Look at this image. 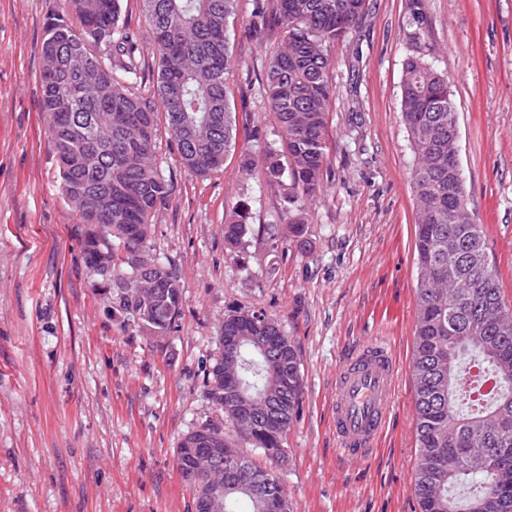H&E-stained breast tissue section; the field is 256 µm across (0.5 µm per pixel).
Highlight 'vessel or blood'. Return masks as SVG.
<instances>
[{
    "label": "vessel or blood",
    "mask_w": 512,
    "mask_h": 512,
    "mask_svg": "<svg viewBox=\"0 0 512 512\" xmlns=\"http://www.w3.org/2000/svg\"><path fill=\"white\" fill-rule=\"evenodd\" d=\"M395 361L390 340H364L340 364L334 397L336 438L354 459L369 457L390 414Z\"/></svg>",
    "instance_id": "vessel-or-blood-1"
}]
</instances>
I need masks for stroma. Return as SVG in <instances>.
Instances as JSON below:
<instances>
[{"mask_svg":"<svg viewBox=\"0 0 512 512\" xmlns=\"http://www.w3.org/2000/svg\"><path fill=\"white\" fill-rule=\"evenodd\" d=\"M368 2L332 51L328 168L306 203L302 246L283 241L285 191L239 170V152L260 155L277 135L261 87L278 40L246 38L254 0H237L235 152L202 176L168 133L158 139L174 190L150 244L173 263L183 307L173 332L153 339L91 288L82 227L60 189L40 83L59 0H0V512H192L175 452L221 419L206 380L225 314L259 308L301 360V404L273 465L294 512H419L415 162L398 111L402 64L423 54L450 81L469 202L512 306V0H426L417 40L412 0ZM240 200L252 232L232 255L224 217ZM371 336L391 339L398 376L379 449L355 461L336 445L331 398L343 356Z\"/></svg>","mask_w":512,"mask_h":512,"instance_id":"1","label":"stroma"}]
</instances>
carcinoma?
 I'll list each match as a JSON object with an SVG mask.
<instances>
[{"mask_svg":"<svg viewBox=\"0 0 512 512\" xmlns=\"http://www.w3.org/2000/svg\"><path fill=\"white\" fill-rule=\"evenodd\" d=\"M156 85L143 84L138 32L121 20V0H63L45 28L41 52V107L59 165L62 194L85 225V263L98 252L112 261V289L100 274L91 288L106 295L112 314L162 339L181 315L182 290L169 261L148 245L151 217L173 189L157 150V109L181 164L208 175L235 149L237 128L227 75L237 60L228 27L237 0H142ZM367 0H255L246 33L259 41L277 34L281 48L267 61L262 91L279 128L261 159L239 155L250 176L260 166L266 185L289 174L284 239L304 241L305 200L321 192L328 166L326 133L333 95L331 50L361 24ZM457 111L448 78L420 55L403 63L399 112L416 167L415 260L417 319L412 373L418 463L414 492L420 512H501L512 504V308L487 254L486 232L454 177L449 156L459 137L448 127ZM112 198L94 211L81 201ZM248 204L237 202L224 219V247L239 251L250 231ZM112 225V231L101 227ZM157 263L146 269L134 252ZM278 322L263 310H233L224 336H241L236 362L217 378L207 374L218 411L227 399L261 400L253 427L240 438L275 462L300 407L303 375L293 342L279 343ZM193 449L181 443L175 462L199 509ZM224 512H284L278 478L224 441ZM479 483L458 498L453 490Z\"/></svg>","mask_w":512,"mask_h":512,"instance_id":"obj_1","label":"carcinoma"}]
</instances>
